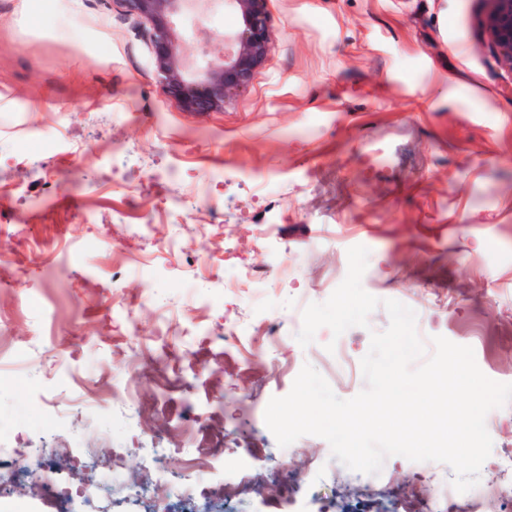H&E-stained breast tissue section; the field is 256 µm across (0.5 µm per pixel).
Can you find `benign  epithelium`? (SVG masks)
Here are the masks:
<instances>
[{"instance_id": "1", "label": "benign epithelium", "mask_w": 512, "mask_h": 512, "mask_svg": "<svg viewBox=\"0 0 512 512\" xmlns=\"http://www.w3.org/2000/svg\"><path fill=\"white\" fill-rule=\"evenodd\" d=\"M128 12L152 25L155 67L162 92L188 112L224 108L250 83L269 51L266 0H224L240 18L235 32L207 43L213 60L196 68L181 51L175 17L194 11L204 0H122ZM483 20L488 46L500 64L512 70V0H487Z\"/></svg>"}]
</instances>
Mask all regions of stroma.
Wrapping results in <instances>:
<instances>
[{
	"label": "stroma",
	"mask_w": 512,
	"mask_h": 512,
	"mask_svg": "<svg viewBox=\"0 0 512 512\" xmlns=\"http://www.w3.org/2000/svg\"><path fill=\"white\" fill-rule=\"evenodd\" d=\"M485 9L267 0L250 84L188 112L122 0H0V512H182L192 479L227 486L200 512H418L417 463L354 472L320 437L279 447L264 413L307 363L364 388L384 308L296 340L357 245L366 292L512 383V71ZM178 25L202 66L238 17L214 0ZM488 417L483 486L512 402Z\"/></svg>",
	"instance_id": "35a3bbf8"
}]
</instances>
